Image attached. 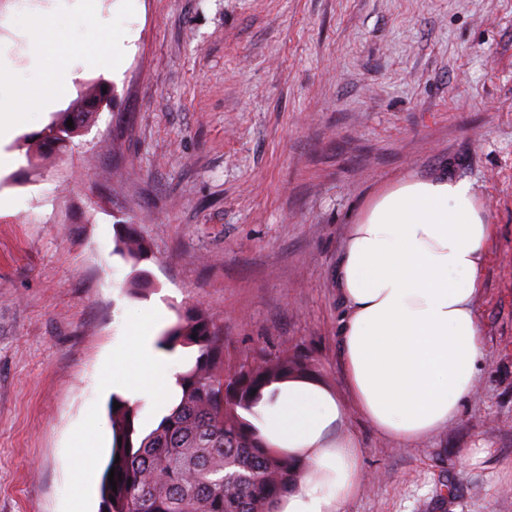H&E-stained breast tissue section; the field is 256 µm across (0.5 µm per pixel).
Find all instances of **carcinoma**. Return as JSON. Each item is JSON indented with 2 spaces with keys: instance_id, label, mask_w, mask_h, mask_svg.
I'll return each mask as SVG.
<instances>
[{
  "instance_id": "1",
  "label": "carcinoma",
  "mask_w": 512,
  "mask_h": 512,
  "mask_svg": "<svg viewBox=\"0 0 512 512\" xmlns=\"http://www.w3.org/2000/svg\"><path fill=\"white\" fill-rule=\"evenodd\" d=\"M107 86L99 79L80 91L69 104L79 118L73 128L58 134L49 125L25 137L27 149L64 152L93 116L88 103L103 100ZM117 250L137 261L147 257L149 244L138 225H123ZM156 347L183 360L177 400L145 427L139 405L112 396L120 408L109 411L112 450L100 512H274L305 468L268 445L243 413L258 417L261 402L275 401L274 385L293 374L312 375V361L261 351L230 363L224 359L223 327L198 307L163 329ZM112 470L121 474L114 487Z\"/></svg>"
}]
</instances>
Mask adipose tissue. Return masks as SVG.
I'll return each mask as SVG.
<instances>
[{
  "mask_svg": "<svg viewBox=\"0 0 512 512\" xmlns=\"http://www.w3.org/2000/svg\"><path fill=\"white\" fill-rule=\"evenodd\" d=\"M32 85L47 96L23 95L0 109V144L15 135L21 113L50 109L72 86L73 55L42 70ZM491 227L468 183L407 181L379 196L351 225L336 267V287L349 307L340 357L355 408L380 432L406 445L454 421L483 356L473 301ZM128 364L130 400L151 388L169 356L143 333L120 345ZM263 438L305 473L277 512H340L362 478V447L343 430L346 408L317 380L291 377L274 405L258 406Z\"/></svg>",
  "mask_w": 512,
  "mask_h": 512,
  "instance_id": "1",
  "label": "adipose tissue"
}]
</instances>
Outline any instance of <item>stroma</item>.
I'll return each mask as SVG.
<instances>
[{"mask_svg":"<svg viewBox=\"0 0 512 512\" xmlns=\"http://www.w3.org/2000/svg\"><path fill=\"white\" fill-rule=\"evenodd\" d=\"M123 33L111 69L80 59L111 106L62 155L0 145V512H99L112 350L199 305L224 355L313 360L347 407L363 478L342 512H512V0H32ZM27 77L41 32L0 12ZM469 183L492 234L475 300L484 356L448 427L409 445L353 407L339 356L336 265L382 191ZM138 225L151 257L115 253ZM150 272L139 297L126 288Z\"/></svg>","mask_w":512,"mask_h":512,"instance_id":"35a3bbf8","label":"stroma"}]
</instances>
